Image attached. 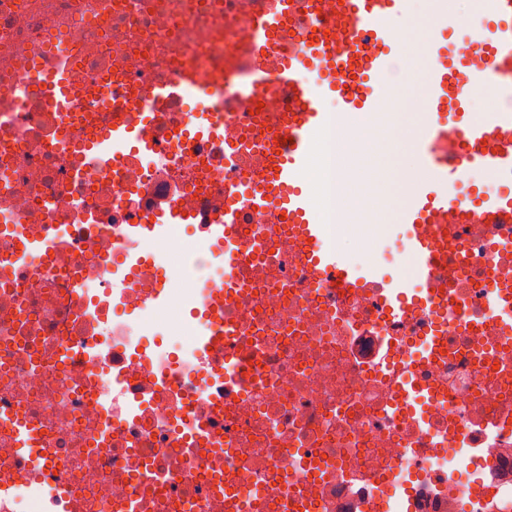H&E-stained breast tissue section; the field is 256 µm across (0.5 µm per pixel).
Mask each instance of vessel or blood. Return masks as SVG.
<instances>
[{
    "mask_svg": "<svg viewBox=\"0 0 512 512\" xmlns=\"http://www.w3.org/2000/svg\"><path fill=\"white\" fill-rule=\"evenodd\" d=\"M486 19L476 30L471 51L457 63H447L433 42H424L420 55L421 92L425 109L420 115L416 151L431 176L409 180L394 217L398 224H512V191L497 188L496 180L512 179V107L481 109L480 104L497 85L512 82V0H477ZM299 17L304 32L292 45L306 52L308 63L324 76L322 86H312L292 63L273 75H257L251 90L275 81L289 92L292 107L284 128L286 137L279 155L261 175L264 190L245 197L244 209L264 211L276 206L287 223L302 227L304 237L320 240L321 223L307 197L298 187L310 153V136L333 117L355 116L367 121L380 110L389 94L392 57L399 45L396 26L436 29L448 21L438 0H343L336 15L325 19L320 0H274L265 12L260 29L271 32L284 15ZM337 101L328 112L325 97ZM142 132L116 126L96 146L102 164L122 147L140 140ZM473 169L485 172L492 183L476 189L477 197L460 198L455 188ZM410 277L426 279L439 261L431 241L413 236L408 241ZM313 264L328 278H342L357 287L375 274L373 268L354 269L336 252L315 248Z\"/></svg>",
    "mask_w": 512,
    "mask_h": 512,
    "instance_id": "1",
    "label": "vessel or blood"
}]
</instances>
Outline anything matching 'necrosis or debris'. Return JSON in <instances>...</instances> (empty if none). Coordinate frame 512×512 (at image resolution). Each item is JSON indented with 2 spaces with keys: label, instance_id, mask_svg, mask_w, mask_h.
<instances>
[{
  "label": "necrosis or debris",
  "instance_id": "1",
  "mask_svg": "<svg viewBox=\"0 0 512 512\" xmlns=\"http://www.w3.org/2000/svg\"><path fill=\"white\" fill-rule=\"evenodd\" d=\"M270 6L0 0V512H512V224L424 225L448 252L403 319L381 283L315 278L272 210L233 226L225 290L162 277L145 252V220L178 211L198 263L223 272L224 187L261 188L291 106L275 84L257 114L236 91L300 34L284 20L258 53ZM190 63L206 83L188 102L168 90ZM62 67L64 111L47 90ZM196 112L222 132L199 138ZM118 117L146 122L153 148L102 170ZM320 184L325 245L405 269L386 208ZM164 293L191 335L157 321Z\"/></svg>",
  "mask_w": 512,
  "mask_h": 512
}]
</instances>
